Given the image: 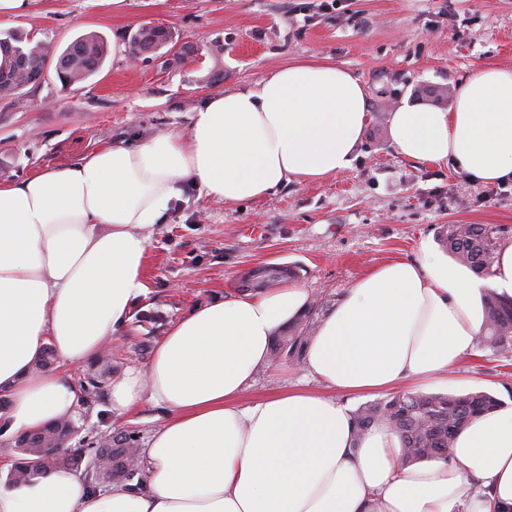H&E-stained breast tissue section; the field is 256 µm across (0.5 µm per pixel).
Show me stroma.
<instances>
[{
	"label": "stroma",
	"mask_w": 512,
	"mask_h": 512,
	"mask_svg": "<svg viewBox=\"0 0 512 512\" xmlns=\"http://www.w3.org/2000/svg\"><path fill=\"white\" fill-rule=\"evenodd\" d=\"M162 26L194 46L193 58L128 56L142 25ZM23 30L64 49L96 31L113 52L87 81L62 86L54 69L41 83L0 98V182L41 167L78 162L115 141L131 146L188 132L213 94L269 78L294 59H329L368 92L370 120L352 168L320 182H291L233 205L189 187L157 225L148 250V293L128 327L109 343L122 370L141 369L137 347L214 297L236 295L243 272L263 264L298 267L310 299L336 304L373 266L439 250L443 224H493L512 245V181L505 193L449 166L400 156L388 114L403 103L450 108L471 70L512 67V0H33L28 15L0 19V36ZM301 363L263 370L249 398L300 388ZM115 374L94 401L78 399L72 451L91 456L115 429L146 439L164 410L146 402L128 417L112 409ZM442 393L488 391L512 401V357L481 349L449 371Z\"/></svg>",
	"instance_id": "stroma-1"
}]
</instances>
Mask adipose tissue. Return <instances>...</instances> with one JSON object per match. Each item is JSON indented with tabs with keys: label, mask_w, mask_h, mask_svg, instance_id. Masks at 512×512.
<instances>
[{
	"label": "adipose tissue",
	"mask_w": 512,
	"mask_h": 512,
	"mask_svg": "<svg viewBox=\"0 0 512 512\" xmlns=\"http://www.w3.org/2000/svg\"><path fill=\"white\" fill-rule=\"evenodd\" d=\"M368 120L358 78L326 59L296 60L205 100L189 132L1 182L5 431L70 416L69 380L33 365L48 345L64 363H86L121 332L147 293L153 229L186 184L234 204L325 180L351 168ZM389 135L407 159L512 180V68L478 67L447 110L400 105ZM490 290L512 297V246L487 278L427 248L376 265L320 322L305 373L349 393L437 386L475 350ZM308 303L298 284L216 298L171 324L146 370L113 382L118 415L145 401L166 410L139 451L144 490L94 492L54 471L0 488V512H512V404L474 417L447 456L408 465L393 430L356 433L334 397L288 391L242 404L276 332Z\"/></svg>",
	"instance_id": "ef3b65f1"
}]
</instances>
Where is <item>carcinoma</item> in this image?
Masks as SVG:
<instances>
[{
    "mask_svg": "<svg viewBox=\"0 0 512 512\" xmlns=\"http://www.w3.org/2000/svg\"><path fill=\"white\" fill-rule=\"evenodd\" d=\"M177 43L174 32L163 27L157 31L140 28L129 40L131 45H144L153 51ZM107 55L106 41L96 32L80 35L60 52L48 43L33 42L20 32H11L0 38V97L7 98L24 86L41 82L49 59L55 62L59 81L67 86L82 83L98 73ZM438 238L456 262L479 276L492 274L496 254L504 245L501 229L489 224L443 225ZM295 275L293 269L281 265L252 269L242 278L239 291L266 290ZM323 306L322 301H312L302 316L279 332L270 350L271 361L303 360L316 315ZM483 307L484 331L480 341L507 358L512 353V299L489 291ZM500 404L501 400L485 391L461 395L396 393L359 407L353 418L360 433L378 422L386 423L401 439L404 461L413 462L447 455L455 437L472 417ZM72 434L68 420L60 419L41 430L18 436L14 442L18 455L11 469L12 483L30 482L59 467L80 468L82 457L78 455L42 452L47 444L63 445ZM133 435L135 432L128 431L112 440L106 438L97 447L95 456L102 459L105 467H85L90 487L95 488L102 480L115 476L121 481H134L136 473L127 467L131 448L137 442Z\"/></svg>",
    "mask_w": 512,
    "mask_h": 512,
    "instance_id": "1",
    "label": "carcinoma"
}]
</instances>
